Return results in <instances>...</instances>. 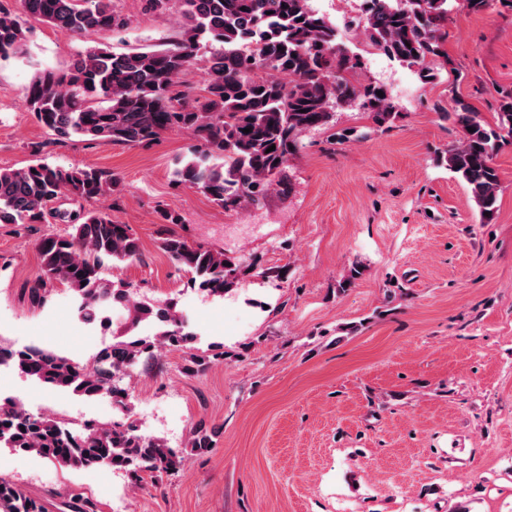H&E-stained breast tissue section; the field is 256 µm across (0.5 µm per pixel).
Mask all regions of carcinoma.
Instances as JSON below:
<instances>
[{"instance_id":"1","label":"carcinoma","mask_w":512,"mask_h":512,"mask_svg":"<svg viewBox=\"0 0 512 512\" xmlns=\"http://www.w3.org/2000/svg\"><path fill=\"white\" fill-rule=\"evenodd\" d=\"M183 23L158 49L115 52L92 46L77 54L68 69L40 71L24 102L51 136V143L75 139L119 145H144L169 131L195 141L191 158L179 162L174 180L204 194L225 209L258 208L269 192L289 189L286 170L299 149L300 136L328 124L330 109L358 105L382 127L396 118L386 86L362 81V62L336 38L335 28L309 0H178ZM363 30L387 56L418 69L426 81L448 65L441 23L453 4L480 9L487 0H364ZM20 13L0 8V56L16 52L34 20L84 35L121 29L127 18L112 0H19ZM201 65L197 97L181 88L180 78ZM383 92L378 96L377 92ZM462 141L443 152L440 162L467 185L479 212L493 215L499 175L493 158L512 137V96L504 97L496 126L459 100L452 112ZM250 132L245 133L243 129ZM275 150L268 151L270 146ZM121 181L94 167L36 162L21 169L0 168V224H42L51 204L62 196L85 201L120 191ZM41 274L29 288L34 306L46 303L52 287L72 291L83 321L97 319L108 304L126 313L127 328L112 337L85 364L38 346L16 349L0 343V366L15 369L55 390L85 399L108 395L130 412L123 380L144 360L165 349H192L196 334L185 330L172 301L136 300L121 280L105 283L104 262L112 267L142 257L130 225L107 210L89 211L66 236L44 237L38 244ZM161 249L191 282L222 297L245 273L236 258L165 229ZM142 322L153 336H138ZM224 359L223 347L190 354L187 374ZM216 431L198 423L188 447L205 454ZM76 469L108 468L138 484L145 477L176 471L178 452L146 436L133 423L85 424L75 431L62 417L33 414L16 398L0 399V445ZM69 512H98L96 502L77 497L64 503ZM0 512H48L45 504L0 478Z\"/></svg>"}]
</instances>
